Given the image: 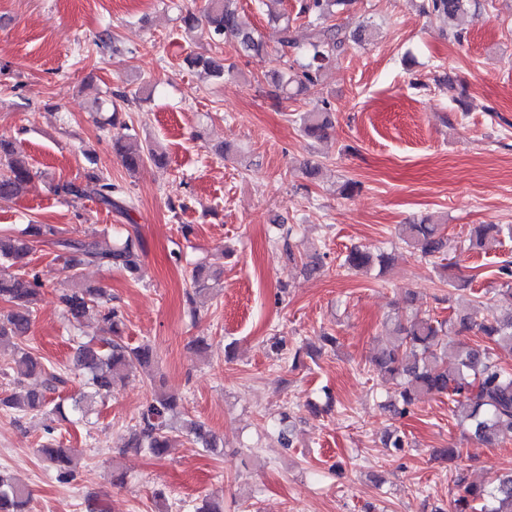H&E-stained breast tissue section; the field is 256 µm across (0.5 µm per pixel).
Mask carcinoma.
<instances>
[{
  "label": "carcinoma",
  "mask_w": 512,
  "mask_h": 512,
  "mask_svg": "<svg viewBox=\"0 0 512 512\" xmlns=\"http://www.w3.org/2000/svg\"><path fill=\"white\" fill-rule=\"evenodd\" d=\"M352 0H295L296 17L306 20L310 30L309 40L301 57L288 61V56L298 48L293 26L288 14L268 9L269 23L273 29L277 52L285 67L270 74L276 99L306 96L320 82L322 72L335 64L350 41H363L374 36L375 30L361 26L348 32L329 23L336 11L351 4ZM475 0H422L420 11L434 18L457 21L468 14ZM184 28L192 31L203 25L209 39L237 53L253 58L268 55V43L263 33L243 21L237 0H206L200 14L188 12L181 16ZM186 64L204 74L220 78L232 75L237 69L231 57L223 54H193ZM111 115L106 125L116 130L112 134V152L129 172L136 171L146 161L161 158L156 146L141 142L131 132L128 124L120 120L121 104L129 101L125 91L111 92ZM332 110L327 101L321 106L303 112L299 121L303 132L319 140L326 138L331 124ZM33 172L28 160L12 145L0 141V202L18 197L31 181ZM96 196L108 210L127 214L129 200L112 180L96 177ZM503 228L496 224H480L473 228L475 245L483 247L497 242ZM399 234L418 257L447 260L448 238L441 225L426 217L417 224H402ZM55 238L59 247L58 258L68 271L69 287L63 289L59 301L68 319L80 322L89 316L99 318L103 336L95 343H79L75 348L72 366L78 375L86 378L90 391L71 399L50 404L49 394L66 383L64 376L31 348L22 346L36 318V305L42 282L38 274L25 270L26 259L34 244L46 238ZM142 243L130 235L102 247L96 241L68 238L48 224H29L19 236L0 234V300L11 303V308L0 311V355L9 356L7 369L17 379L40 375L43 385L29 389L17 385L16 389L0 398V410L29 413L45 409L69 420L87 418L93 411L96 398L111 391L116 382L123 380L136 366L148 368L154 363L155 352L144 343L131 347L125 343L123 313L111 304L112 297L102 288L85 285L82 267L95 265L134 275L140 268ZM389 255L372 253L354 246L346 253L343 266L349 270H368L377 265L385 270L390 264ZM211 289L210 276L196 267L192 274L191 288L185 292L188 314L197 315V299ZM477 306L463 295L456 298L453 315L446 321L414 313L398 319L388 328L389 344L372 360L374 370L384 380L398 388V399L389 405L395 416H404L417 401L426 395L448 397L452 412L459 424L475 439L497 445L512 437V373L498 362L497 351H512V312L489 321H477ZM477 330L489 340L486 347L460 344L454 352L453 362H448V349L444 338L459 336ZM182 399L174 394L155 393L141 409L136 424L130 429L129 448H145L160 457L175 442L174 419L182 414ZM182 430L198 448L206 452L217 449L216 439L206 423L185 419ZM408 445L405 433L398 429L388 433L384 446L398 454ZM51 464L55 478L60 483L74 480V453L48 442L40 448ZM456 485L459 495L453 501V512H512V472L502 475L498 483L486 488L467 482L458 474ZM31 492L14 478L0 472V512H29Z\"/></svg>",
  "instance_id": "carcinoma-1"
}]
</instances>
